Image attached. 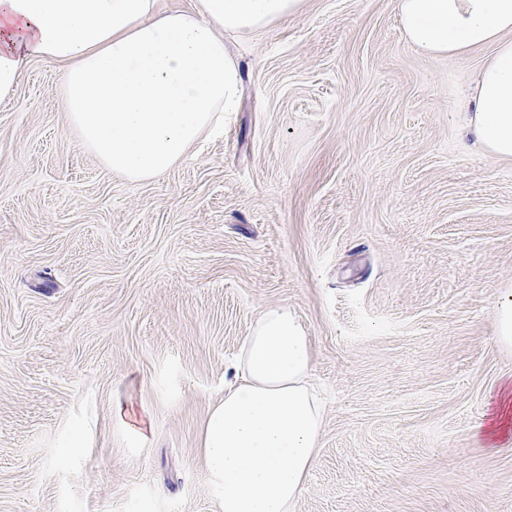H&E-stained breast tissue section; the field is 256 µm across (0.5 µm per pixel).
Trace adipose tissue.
<instances>
[{"instance_id":"adipose-tissue-1","label":"adipose tissue","mask_w":512,"mask_h":512,"mask_svg":"<svg viewBox=\"0 0 512 512\" xmlns=\"http://www.w3.org/2000/svg\"><path fill=\"white\" fill-rule=\"evenodd\" d=\"M307 0H0V97L24 65L62 63L71 124L112 172L150 180L204 134L224 130L242 97L225 35L264 32ZM420 53H493L475 81L465 130L490 157L512 159V0H397ZM202 431L206 478L223 512H292L315 464L324 408L311 385V339L287 308L265 310L245 336Z\"/></svg>"}]
</instances>
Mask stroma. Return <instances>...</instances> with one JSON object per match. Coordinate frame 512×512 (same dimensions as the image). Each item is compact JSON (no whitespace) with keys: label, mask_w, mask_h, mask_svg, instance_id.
I'll use <instances>...</instances> for the list:
<instances>
[{"label":"stroma","mask_w":512,"mask_h":512,"mask_svg":"<svg viewBox=\"0 0 512 512\" xmlns=\"http://www.w3.org/2000/svg\"><path fill=\"white\" fill-rule=\"evenodd\" d=\"M225 44L239 111L146 182L83 146L58 63L0 99V512H222L201 431L270 307L325 406L293 512H512V443L478 435L512 380V159L462 128L490 48L419 53L395 0ZM496 341L512 347V297L509 295L498 303L494 312Z\"/></svg>","instance_id":"obj_1"}]
</instances>
